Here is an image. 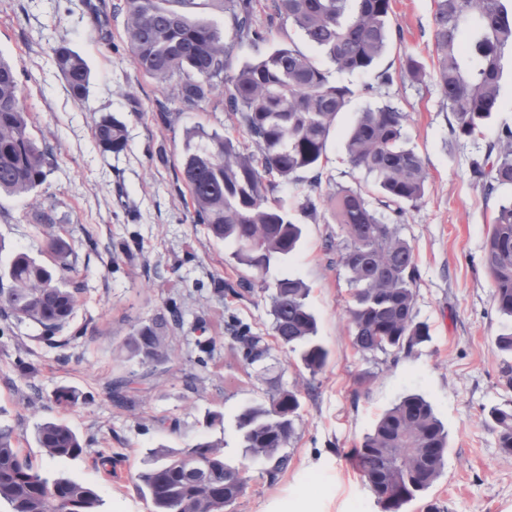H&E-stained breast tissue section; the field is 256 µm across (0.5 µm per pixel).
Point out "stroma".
<instances>
[{"mask_svg": "<svg viewBox=\"0 0 512 512\" xmlns=\"http://www.w3.org/2000/svg\"><path fill=\"white\" fill-rule=\"evenodd\" d=\"M121 0H0V55L16 67L30 132L53 152L45 181L30 197H0V264L24 251L42 258L46 237L33 221L37 208L51 207L53 231L74 248V277L80 286L72 331L77 340L61 346L44 342L38 326L14 324L0 338V427L12 429L23 450L48 479L69 478L99 495L101 512H149L137 473L157 451L180 450L206 440L220 444L227 461L242 450L235 429L240 409L268 402L280 389L299 393L301 417L287 451V468L269 480L253 463L243 496L224 512H268L270 503L288 512H380L351 456L377 418L403 396L421 394L448 430V453L441 478L405 512H512V455L504 454L488 412L512 409V381L503 369L512 354L495 338L505 317L493 303V283L482 255L497 212L473 175L503 126H512V49L502 56L500 106L481 136L454 134L448 104L434 79V0H391L395 31L385 52L365 72L333 73L332 80L375 92L359 93L342 112L327 145L322 183L307 179L280 183L276 196L303 226L300 248L271 265L264 284L221 296L215 282L234 283L250 271L232 258L231 246L195 222L185 188L178 181L186 130L227 132L226 112L205 103L184 106L134 65L127 49ZM65 44L91 71L89 93L75 99L57 71L53 48ZM293 45L329 60L298 32H275L268 44L241 43L234 65L254 60L268 47ZM425 76H403L406 59ZM392 84L378 86L380 72ZM388 100L404 113L410 146L421 155L428 189L400 221L421 273L415 311L429 332L399 361L364 356L352 343L347 312L352 288L348 274L326 249L341 231L326 203L335 185L375 195V180L353 167L345 152V132L359 112ZM168 112L159 123L158 111ZM118 117L128 147L102 151L96 124ZM314 198L317 213L301 205ZM292 276L310 288L308 304L329 360L317 376L276 342L267 285ZM177 309L182 326L170 330L167 359L143 366L127 356L124 344L140 325L164 309ZM263 336L268 357L248 366L230 320ZM24 359L30 372L15 367ZM136 377L134 403L117 406L115 380ZM76 387L78 402L57 407L58 386ZM222 423L205 426L207 414ZM62 421L95 442L76 458L52 459L33 441L46 421ZM111 457V466L101 464Z\"/></svg>", "mask_w": 512, "mask_h": 512, "instance_id": "stroma-1", "label": "stroma"}]
</instances>
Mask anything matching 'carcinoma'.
<instances>
[{
    "mask_svg": "<svg viewBox=\"0 0 512 512\" xmlns=\"http://www.w3.org/2000/svg\"><path fill=\"white\" fill-rule=\"evenodd\" d=\"M258 0H224L229 32L195 17L197 0H124L125 36L133 63L160 88L177 91L187 105L210 102L220 87L224 111L245 133L257 152L241 150L232 135L194 128L186 132L181 181L196 223L218 241L234 247L233 258L255 274L271 262L296 251L301 225L274 197L276 182L264 175L297 180L309 172L310 186L321 184L322 161L339 113L356 91L331 80L311 57L293 46L281 47L227 74L235 50L248 41H268L273 29L287 21L306 40L325 52L340 72L369 69L391 35L390 0H267L265 22L257 16ZM434 49L436 80L454 117L453 131L470 137L482 132L498 110L501 58L512 47V7L504 0H435ZM58 72L71 94L84 97L90 72L70 48L53 49ZM403 114L389 102L361 112L346 133V150L354 167L376 179L378 204L397 216L420 201L428 186L421 156L406 146ZM95 139L105 152L127 147L125 124L117 118L96 124ZM491 164L475 162L474 176L485 194L512 187V127L505 126L489 145ZM51 152L29 131L15 66L0 57V194L28 195L42 184ZM328 205L342 239L327 241L354 287L348 313L353 344L364 355L379 353L397 361L428 336L416 321L415 291L420 270L413 248L397 224L384 222L368 195L338 185ZM50 263L28 253H15L0 267V338L13 322L29 321L42 339L55 342L70 326L80 288L74 271L73 248L61 236L46 238ZM483 263L494 284L497 311L512 319V201L499 205L486 242ZM309 288L299 278L274 284L270 315L274 336L298 353L311 376L326 366L328 350L317 337V322L307 305ZM180 324L176 309L157 314L137 328L125 343L129 356L150 365L166 357L171 324ZM243 337L242 358L252 365L269 351L263 337L248 325H234ZM79 399L72 387L55 390V403L67 408ZM299 394L281 389L270 405L244 408L237 416L243 459L268 464L274 480L288 467V447L300 416ZM489 416L497 428L498 445L512 454V411L494 407ZM37 447L52 458H76L84 449L77 434L62 421H47L34 432ZM360 476L381 512H402L442 476L448 452V431L431 403L411 393L387 409L372 433L353 449ZM165 463L147 465L138 474L150 512H224L241 493L239 466L224 460L210 441L183 451L161 454ZM205 463L198 480L188 472ZM10 512H100L102 500L90 487L67 478L44 477L8 428H0V503Z\"/></svg>",
    "mask_w": 512,
    "mask_h": 512,
    "instance_id": "cac0c4a2",
    "label": "carcinoma"
}]
</instances>
